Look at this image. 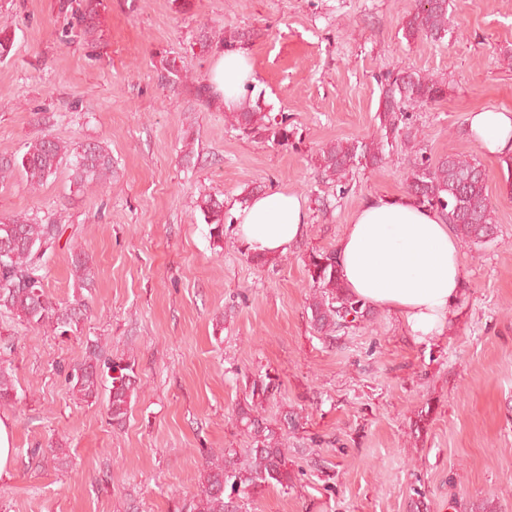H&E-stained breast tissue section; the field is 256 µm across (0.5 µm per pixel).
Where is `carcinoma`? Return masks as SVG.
<instances>
[{"label": "carcinoma", "instance_id": "obj_1", "mask_svg": "<svg viewBox=\"0 0 512 512\" xmlns=\"http://www.w3.org/2000/svg\"><path fill=\"white\" fill-rule=\"evenodd\" d=\"M453 30L448 0H417L403 23V36L408 41L420 37L441 40ZM380 84L379 135L322 147L316 161L323 180L340 182L353 167H379L386 160V149L399 141L415 142L419 130L410 111L442 100L447 92L444 81L413 69L389 73ZM231 126L243 137L279 146L291 144L294 136L286 120H276L263 110L260 101L248 98L231 112ZM64 163L70 165L73 184L79 191L112 184V156L106 149L91 142L72 147L50 135L29 142L21 155L0 156V181L17 171L29 189L36 191ZM487 181L485 168L474 159L458 154L434 159L419 149L407 177V189L417 206L445 215L460 242L470 248L487 242L496 228ZM198 208L209 225L210 236L222 240L224 202L206 195ZM63 234L64 225L27 213L0 219V314L13 315L26 327L54 336H74L87 313L86 302H57L45 288L48 254L57 248ZM69 259L79 287L90 286L89 256L71 244ZM304 265L313 288L308 303L310 321L317 333L331 340L336 333L367 319L369 304L348 291L336 251L315 249L305 257ZM105 368L112 371L107 413L112 425L121 428L136 390L130 363L110 359L105 345L95 340L87 346L84 360L68 374V381L78 399L94 403L99 399ZM16 400L11 362L0 356V407L11 406ZM238 418L251 436V447L242 455L222 448L208 451L198 493L177 512H242L244 505L239 500L269 487L286 489L296 479L285 445L292 417L285 415L273 426L252 402L238 409Z\"/></svg>", "mask_w": 512, "mask_h": 512}]
</instances>
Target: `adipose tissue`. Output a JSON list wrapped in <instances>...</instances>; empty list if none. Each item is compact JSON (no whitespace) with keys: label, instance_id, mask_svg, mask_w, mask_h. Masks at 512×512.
<instances>
[{"label":"adipose tissue","instance_id":"ef3b65f1","mask_svg":"<svg viewBox=\"0 0 512 512\" xmlns=\"http://www.w3.org/2000/svg\"><path fill=\"white\" fill-rule=\"evenodd\" d=\"M254 82L244 53L216 57L211 83L225 109L236 107ZM467 133L484 154L512 156V112L471 113ZM236 219L244 249L269 256L287 253L307 224L300 198L281 190L252 196ZM336 256L350 293L397 315L410 335L443 333L461 293L463 266L453 230L438 211L407 198H370L347 225Z\"/></svg>","mask_w":512,"mask_h":512}]
</instances>
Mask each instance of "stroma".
I'll use <instances>...</instances> for the list:
<instances>
[{
    "label": "stroma",
    "mask_w": 512,
    "mask_h": 512,
    "mask_svg": "<svg viewBox=\"0 0 512 512\" xmlns=\"http://www.w3.org/2000/svg\"><path fill=\"white\" fill-rule=\"evenodd\" d=\"M93 2L84 24L78 0H0L13 38L0 62V155L49 134L101 142L116 170L84 192L65 165L35 193L19 175L0 182V218L64 224L93 273L80 290L63 243L47 261L55 299L90 303L75 336L0 316L19 397L0 408L12 448L0 512H174L197 493L207 450L250 446L235 409L263 374L277 388L262 414H296L288 448L304 474L248 512H512V193L465 133L469 112L512 111V0H449L457 28L440 41L404 38L415 0ZM228 26L247 33L251 95L287 116L293 145L239 135L222 104L199 97ZM173 66L187 79L171 86ZM408 67L446 82L415 123L428 155L480 161L497 231L461 249L464 287L443 334L409 336L375 309L331 343L310 323L303 259L335 248L365 199L406 196L413 156L396 144L339 187L319 179L315 157L375 135L380 77ZM256 187L299 196L307 213L301 241L267 265L235 234ZM206 194L224 202L218 243L197 207ZM96 338L138 378L120 430L104 401L78 400L65 381Z\"/></svg>",
    "instance_id": "1"
}]
</instances>
